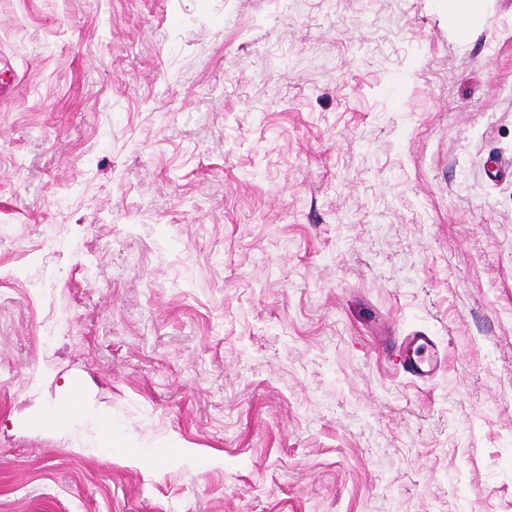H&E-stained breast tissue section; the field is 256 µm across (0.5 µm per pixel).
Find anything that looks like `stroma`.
Here are the masks:
<instances>
[{
  "mask_svg": "<svg viewBox=\"0 0 512 512\" xmlns=\"http://www.w3.org/2000/svg\"><path fill=\"white\" fill-rule=\"evenodd\" d=\"M511 159L512 0H0V512H512ZM401 360L402 370L414 379H428L434 373L437 362L432 353L434 343L429 336H406ZM59 390L63 400L50 411L41 415L39 419L68 427L87 421L93 423L92 429L101 440L102 448H92V450L111 459L112 450H104V447L112 448V438L114 439L115 435L114 429H112V417L103 412H95L88 403L85 391L77 383L64 380L59 386Z\"/></svg>",
  "mask_w": 512,
  "mask_h": 512,
  "instance_id": "1",
  "label": "stroma"
}]
</instances>
